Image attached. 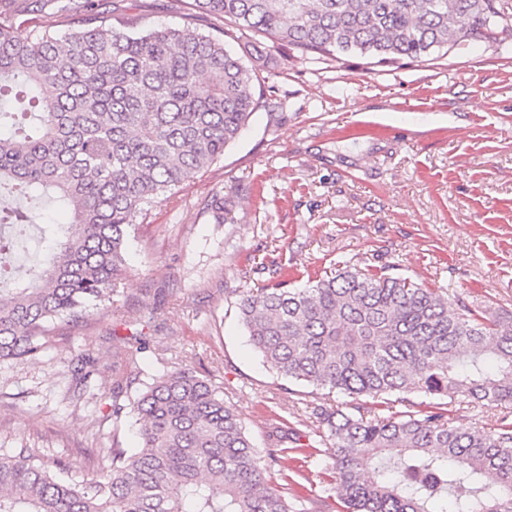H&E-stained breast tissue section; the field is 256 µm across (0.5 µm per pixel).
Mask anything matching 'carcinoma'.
Segmentation results:
<instances>
[{
  "mask_svg": "<svg viewBox=\"0 0 512 512\" xmlns=\"http://www.w3.org/2000/svg\"><path fill=\"white\" fill-rule=\"evenodd\" d=\"M21 14L61 8L19 40L0 24V183L48 196L72 223L43 229V260L18 275L16 238L37 225L0 208V362L36 358L56 320L98 309L122 274L129 231L144 206L224 156L259 106L253 39L305 59L358 54L371 64L421 62L472 42L512 36V0H192L183 25L109 15L95 0H8ZM232 25L200 30L196 14ZM220 73V81L207 75ZM49 87L52 94L38 97ZM253 346L284 378L379 407L421 393L389 416L322 408L343 512H512V416L493 428L448 426L440 400L512 403V314L382 270L347 266L279 280L241 298ZM132 412L137 448H98L89 481L24 446L0 448V512H292L267 473L280 448L259 452L235 410L189 368L152 379Z\"/></svg>",
  "mask_w": 512,
  "mask_h": 512,
  "instance_id": "carcinoma-1",
  "label": "carcinoma"
}]
</instances>
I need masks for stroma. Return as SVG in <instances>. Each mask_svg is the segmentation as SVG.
Segmentation results:
<instances>
[{
    "instance_id": "35a3bbf8",
    "label": "stroma",
    "mask_w": 512,
    "mask_h": 512,
    "mask_svg": "<svg viewBox=\"0 0 512 512\" xmlns=\"http://www.w3.org/2000/svg\"><path fill=\"white\" fill-rule=\"evenodd\" d=\"M184 0H124L126 18L179 25ZM264 104L224 156L139 217L117 292L100 309L56 322L32 361L0 365V447L26 446L73 462L91 478L95 449L137 444L127 407L152 376L185 367L207 379L257 448L285 452L273 471L295 512H340L328 496L314 436L323 391L283 378L239 321L244 292L276 267L291 284L347 265L379 269L465 301L512 312V39L476 42L424 62L369 66L344 56L313 62L263 45ZM224 200V221L210 205ZM139 348L130 366L112 347ZM93 353L94 387L116 401H72ZM449 425L489 427L497 402L458 396Z\"/></svg>"
}]
</instances>
